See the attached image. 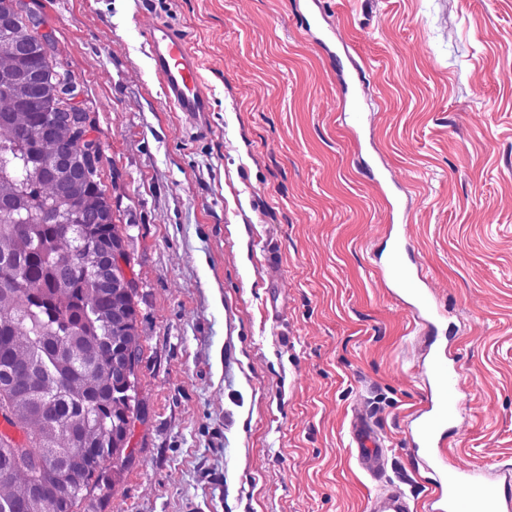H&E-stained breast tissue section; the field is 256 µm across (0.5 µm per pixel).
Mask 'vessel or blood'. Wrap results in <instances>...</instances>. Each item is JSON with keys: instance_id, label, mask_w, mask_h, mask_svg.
Here are the masks:
<instances>
[{"instance_id": "obj_1", "label": "vessel or blood", "mask_w": 512, "mask_h": 512, "mask_svg": "<svg viewBox=\"0 0 512 512\" xmlns=\"http://www.w3.org/2000/svg\"><path fill=\"white\" fill-rule=\"evenodd\" d=\"M146 37L151 65L167 101L190 122L205 121L211 110L210 98L202 86L199 60L190 50L184 34L160 22ZM380 275L413 312L421 335L435 344L426 366L428 387L407 440L410 447L425 455L428 469L436 476L437 492L432 500V512H512V484L491 481L473 467L449 466L441 451L460 410V373L447 351L436 345L446 311L426 289L424 277L415 266L401 232H394L392 236ZM350 438L358 467L380 484L379 490L367 501V512H413L405 492L386 479L388 450L366 413L354 414Z\"/></svg>"}]
</instances>
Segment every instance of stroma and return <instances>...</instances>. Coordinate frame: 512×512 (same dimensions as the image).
Instances as JSON below:
<instances>
[{"label": "stroma", "mask_w": 512, "mask_h": 512, "mask_svg": "<svg viewBox=\"0 0 512 512\" xmlns=\"http://www.w3.org/2000/svg\"><path fill=\"white\" fill-rule=\"evenodd\" d=\"M23 2L89 114L138 284L145 420L77 512H365L358 409L428 512L435 477L405 441L424 342L378 272L392 224L461 375L442 452L512 469V0ZM160 20L202 63L204 130L152 69Z\"/></svg>", "instance_id": "stroma-1"}]
</instances>
